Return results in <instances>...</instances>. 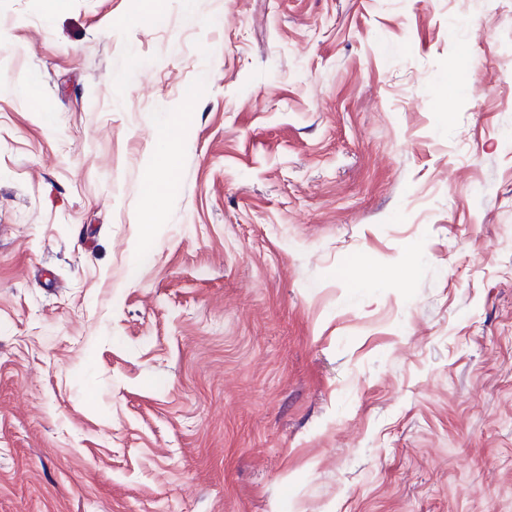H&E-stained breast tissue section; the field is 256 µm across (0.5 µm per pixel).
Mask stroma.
I'll return each mask as SVG.
<instances>
[{
    "mask_svg": "<svg viewBox=\"0 0 512 512\" xmlns=\"http://www.w3.org/2000/svg\"><path fill=\"white\" fill-rule=\"evenodd\" d=\"M156 9L0 0V512H512V0ZM178 151L172 144L160 146L154 155L153 164L149 168L148 181L153 191H149L152 196H163L168 188L166 173H170L178 163Z\"/></svg>",
    "mask_w": 512,
    "mask_h": 512,
    "instance_id": "obj_1",
    "label": "stroma"
}]
</instances>
